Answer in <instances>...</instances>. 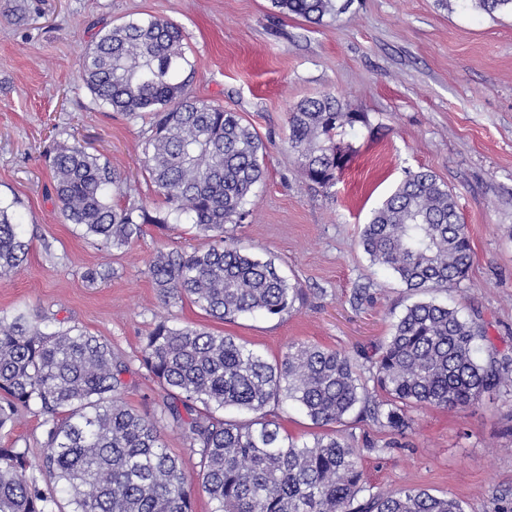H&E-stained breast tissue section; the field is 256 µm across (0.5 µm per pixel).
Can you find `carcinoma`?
<instances>
[{
  "instance_id": "cac0c4a2",
  "label": "carcinoma",
  "mask_w": 512,
  "mask_h": 512,
  "mask_svg": "<svg viewBox=\"0 0 512 512\" xmlns=\"http://www.w3.org/2000/svg\"><path fill=\"white\" fill-rule=\"evenodd\" d=\"M487 13L512 0H461ZM278 12L321 22L338 0H271ZM183 28L153 16L102 27L84 53L79 79L95 101L136 118L154 117L144 163L166 210L117 208L121 177L79 141L44 158L63 217L102 250L132 244L145 224L195 225L213 239L191 252L158 254L149 274L164 305L184 298L222 321L280 317L301 297L274 263L224 237L250 214L266 145L236 112L188 94L194 68ZM367 122L331 93L300 101L288 116V150L321 188L336 183L352 147L336 137ZM359 246L372 265L428 295L406 308L376 353L369 376L357 360L292 342L270 361L233 336L159 321L140 364L158 382L162 420L123 399L126 364L105 340L75 327L50 333L20 312L0 317V430L23 410L42 417L39 470L68 497L70 512H193L178 459L160 425L178 429L199 456L214 512H464L452 495L404 487L373 491L361 449L334 429L349 418L394 435L412 428L411 409L466 410L486 395L512 393V354L493 345L483 323L432 293L464 280L473 250L453 193L429 171L410 172L364 225ZM28 253L11 206L0 205V277ZM288 402L321 429L310 443L281 434L273 408ZM233 408L244 421L223 418ZM25 452L0 448V512H60L54 490L28 475Z\"/></svg>"
}]
</instances>
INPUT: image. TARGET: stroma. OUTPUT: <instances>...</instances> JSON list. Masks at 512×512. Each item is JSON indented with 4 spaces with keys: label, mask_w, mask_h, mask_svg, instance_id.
I'll use <instances>...</instances> for the list:
<instances>
[{
    "label": "stroma",
    "mask_w": 512,
    "mask_h": 512,
    "mask_svg": "<svg viewBox=\"0 0 512 512\" xmlns=\"http://www.w3.org/2000/svg\"><path fill=\"white\" fill-rule=\"evenodd\" d=\"M147 16L182 26L195 69L190 93L238 113L267 147L249 216L225 230L302 289L303 302L282 317L224 322L187 299L162 304L149 264L161 252L205 246L192 225L148 224L130 247L106 253L61 215L42 152L75 139L120 173L124 192L113 205L165 207L143 168L150 115L112 111L78 84L102 26ZM325 92L367 118L327 190L283 147L290 109ZM420 170L448 186L470 230L473 264L449 297L512 351L511 13L458 0H348L317 24L278 13L271 0H0V203L29 243L25 261L0 277V317L21 311L42 331L76 327L106 340L129 367L125 402L146 417L160 418L161 389L140 351L160 318L237 337L271 361L291 342L355 356L389 336L415 297L371 265L358 238L373 209ZM410 416L411 431L398 439L370 422L342 428L364 449L375 490L449 493L465 512H492L495 495L512 493V397H485L466 411L417 407ZM162 439L181 463L194 512H213L198 455L178 430ZM2 446L37 460L40 416L21 413L0 430Z\"/></svg>",
    "instance_id": "35a3bbf8"
}]
</instances>
